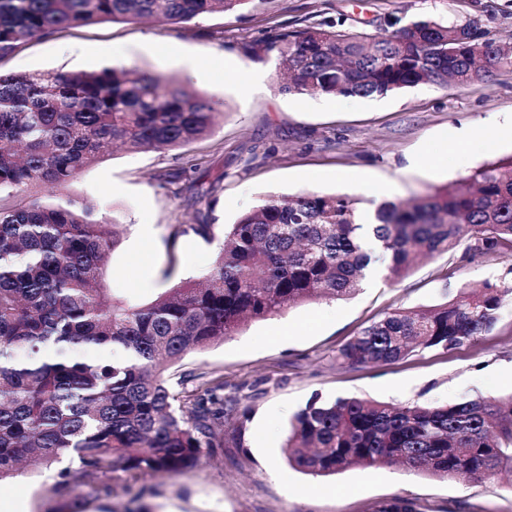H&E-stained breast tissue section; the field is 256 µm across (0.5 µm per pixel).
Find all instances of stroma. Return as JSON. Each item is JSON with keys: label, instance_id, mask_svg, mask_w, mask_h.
I'll use <instances>...</instances> for the list:
<instances>
[{"label": "stroma", "instance_id": "1", "mask_svg": "<svg viewBox=\"0 0 512 512\" xmlns=\"http://www.w3.org/2000/svg\"><path fill=\"white\" fill-rule=\"evenodd\" d=\"M476 22L512 45V0H251L231 13L181 25L102 21L28 42L0 61L4 73L92 71L108 65L176 77L211 98L216 124L206 138L166 151H107L67 193L117 219L120 241L106 266L112 298L146 304L211 265L225 225L269 196L347 193L363 202H411L472 169L512 155V68L465 87L421 84L384 97L284 94L276 58L248 46L283 30L322 24L371 33L395 19ZM198 57L209 69L193 74ZM260 70L264 89L243 78ZM480 135L459 149L461 128ZM146 224L149 239L136 229ZM178 224H210L215 238L171 239ZM512 283V251L486 252L463 237L451 252L420 261L404 278L347 300L294 305L250 322L170 375L224 383V445L178 475L109 474L83 486L82 512H384L395 499L416 512H512V471L483 479L442 478L398 464L354 466L312 476L289 467L282 448L291 416L313 396L396 406L444 404L512 393V295L493 330L452 350H423L387 365H342L338 349L370 322L420 310L484 282ZM56 472L29 466L0 485L17 512H53Z\"/></svg>", "mask_w": 512, "mask_h": 512}]
</instances>
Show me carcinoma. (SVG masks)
Masks as SVG:
<instances>
[{"label": "carcinoma", "mask_w": 512, "mask_h": 512, "mask_svg": "<svg viewBox=\"0 0 512 512\" xmlns=\"http://www.w3.org/2000/svg\"><path fill=\"white\" fill-rule=\"evenodd\" d=\"M253 0H0V60L28 41L103 20L186 24ZM382 33L312 28L249 46L284 63L281 91L384 96L419 84L463 87L512 50L478 24L419 17ZM210 98L172 77L125 67L0 72V483L32 460L58 469L51 493L69 497L91 476L179 474L224 447V382L191 391L164 372L245 323L302 302L353 296L368 275L406 276L462 235L482 249H512V155L482 164L412 204L385 202L361 223L359 199L307 192L274 196L224 226V242L200 281L141 306L114 301L106 262L117 224L67 197L23 195L67 188L118 143L136 151L190 144L213 130ZM214 239L211 224L175 234ZM512 286L460 289L424 311L398 310L364 327L337 359L389 364L425 349L449 350L489 333ZM82 345L121 352L76 356ZM51 346L54 355L42 356ZM288 464L315 476L397 463L448 478H482L512 465V395L443 405L393 406L313 395L292 417ZM69 465H63L64 461Z\"/></svg>", "instance_id": "cac0c4a2"}]
</instances>
